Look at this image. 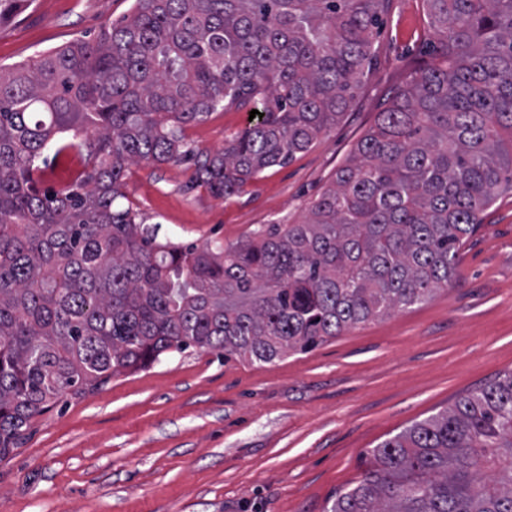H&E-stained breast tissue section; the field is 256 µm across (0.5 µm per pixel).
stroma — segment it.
Instances as JSON below:
<instances>
[{
	"mask_svg": "<svg viewBox=\"0 0 512 512\" xmlns=\"http://www.w3.org/2000/svg\"><path fill=\"white\" fill-rule=\"evenodd\" d=\"M129 8L32 0L0 25V64L95 39ZM432 38L423 0H391L353 102L307 151L228 198L193 187L191 164L132 165L123 206L165 239L198 245L302 222ZM248 124V111L220 109L184 135L213 153ZM510 370L509 191L461 249L451 284L424 303L272 363L192 348L63 396L0 459V512H325L372 448Z\"/></svg>",
	"mask_w": 512,
	"mask_h": 512,
	"instance_id": "1",
	"label": "stroma"
}]
</instances>
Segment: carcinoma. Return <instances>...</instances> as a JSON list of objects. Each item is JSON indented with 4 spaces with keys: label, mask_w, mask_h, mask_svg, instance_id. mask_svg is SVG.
I'll return each instance as SVG.
<instances>
[{
    "label": "carcinoma",
    "mask_w": 512,
    "mask_h": 512,
    "mask_svg": "<svg viewBox=\"0 0 512 512\" xmlns=\"http://www.w3.org/2000/svg\"><path fill=\"white\" fill-rule=\"evenodd\" d=\"M424 2L438 48L305 219L227 247L136 222L129 165L191 162L224 198L286 164L348 109L389 0H134L93 42L0 65V459L67 393L191 347L271 363L451 283L512 191V0ZM219 108L263 116L188 146ZM50 143L84 168L41 191ZM328 512H512V370L372 449Z\"/></svg>",
    "instance_id": "cac0c4a2"
}]
</instances>
